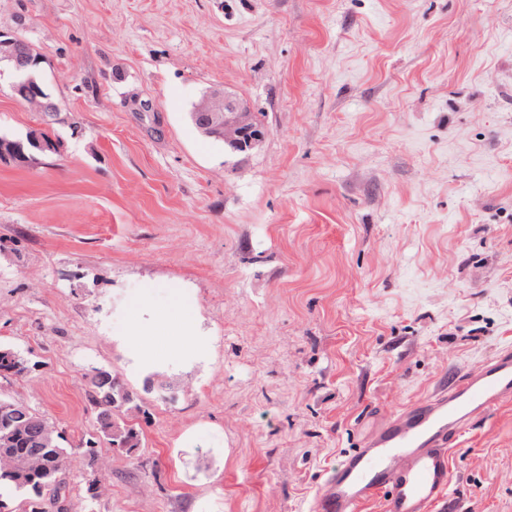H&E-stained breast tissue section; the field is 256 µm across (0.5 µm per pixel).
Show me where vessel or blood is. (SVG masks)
<instances>
[{
	"mask_svg": "<svg viewBox=\"0 0 512 512\" xmlns=\"http://www.w3.org/2000/svg\"><path fill=\"white\" fill-rule=\"evenodd\" d=\"M512 400V352L471 368L400 410L324 481L310 512H359L382 497L384 512H429L451 483L450 454L478 418Z\"/></svg>",
	"mask_w": 512,
	"mask_h": 512,
	"instance_id": "1",
	"label": "vessel or blood"
}]
</instances>
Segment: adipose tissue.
<instances>
[{
  "mask_svg": "<svg viewBox=\"0 0 512 512\" xmlns=\"http://www.w3.org/2000/svg\"><path fill=\"white\" fill-rule=\"evenodd\" d=\"M194 323L193 309L178 303L149 327L143 326L139 318H132L123 341L142 364L160 367L181 354H207L209 339L191 335Z\"/></svg>",
  "mask_w": 512,
  "mask_h": 512,
  "instance_id": "adipose-tissue-1",
  "label": "adipose tissue"
}]
</instances>
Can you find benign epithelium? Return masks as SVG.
Here are the masks:
<instances>
[{
  "mask_svg": "<svg viewBox=\"0 0 512 512\" xmlns=\"http://www.w3.org/2000/svg\"><path fill=\"white\" fill-rule=\"evenodd\" d=\"M11 66V88L14 93L28 100L37 101L42 94L33 83L28 70L34 64L33 47L27 38L19 32L0 31V63ZM194 123L206 135L216 138L224 144V154L231 157L247 156L258 149L269 136L270 130L263 116L251 112L244 102L231 95L213 103L205 98L191 113ZM48 146L40 136V129H31L26 141L0 137V157L27 164L31 161L30 152L46 150ZM0 363L15 364L8 375H24L30 371L27 362L18 361L15 351L9 347H0ZM125 392H119L112 406L96 409V417L101 426L92 434L95 439L112 436V423L116 422L119 409L124 404ZM52 456L34 453L24 460L13 461V469L21 472L32 465L51 464Z\"/></svg>",
  "mask_w": 512,
  "mask_h": 512,
  "instance_id": "1",
  "label": "benign epithelium"
}]
</instances>
